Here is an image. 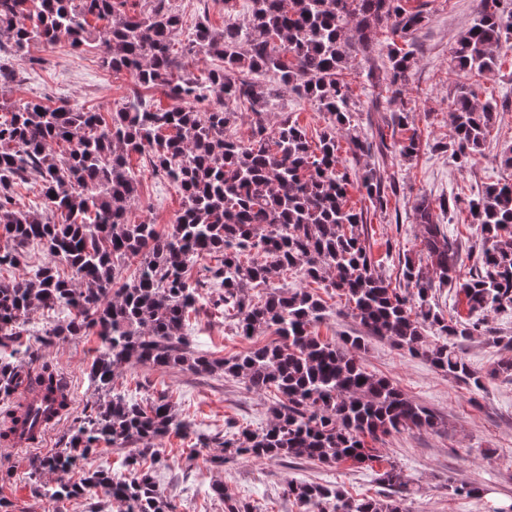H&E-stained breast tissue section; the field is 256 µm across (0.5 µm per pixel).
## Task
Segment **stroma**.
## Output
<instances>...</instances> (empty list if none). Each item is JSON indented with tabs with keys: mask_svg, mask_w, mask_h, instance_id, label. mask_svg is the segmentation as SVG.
Wrapping results in <instances>:
<instances>
[{
	"mask_svg": "<svg viewBox=\"0 0 512 512\" xmlns=\"http://www.w3.org/2000/svg\"><path fill=\"white\" fill-rule=\"evenodd\" d=\"M414 2L421 5L429 21L415 35L418 64L403 103L389 100L383 47L386 31L378 32L372 59H350L347 71L355 91L357 133L391 134L392 114L403 109L409 114L410 126L420 136V151L413 158L387 156L381 161V169L394 176L401 188L387 214L367 216L366 246L379 273L395 286L403 282L404 257L422 265L427 262L420 250L419 229L411 218V201L416 195L437 198L458 192L467 196L484 185L512 177V172L499 164L502 149L512 145V52L505 55L495 73L481 80L480 100L498 103L485 149L471 164L458 167L436 145L448 142L452 136L448 91L456 76L451 71V51L473 21L474 2ZM173 4L183 17L177 34L179 42H186L203 18L215 31H223L222 0H173ZM24 56V61L17 64L21 80L0 87V100L12 103L67 99L107 114L121 108L136 88L133 77L126 72L102 68L96 49L76 52L64 41L53 47L34 43ZM285 115L298 119L313 136L328 124L325 113L287 90L271 99L264 109L265 122L270 126ZM131 166L139 180V198L131 207L132 219L166 230L182 207L180 192L153 171L147 157L132 156ZM447 230L457 250L456 267L461 275H468L475 268L479 239L463 213ZM202 296L205 303L191 320L198 351L228 357L271 341L272 335L267 331L249 339L237 336L232 320L212 304L215 291L203 289ZM511 339L512 309L492 312L486 317L484 331L461 341L458 350L473 370L483 374L500 359L504 344ZM97 346L98 340L93 336H80L47 348L37 341L31 344L39 359L53 362L66 378L74 392L73 409L78 413L99 398L86 374ZM360 357L368 372L388 378L408 398L438 417L434 429L408 428L377 443L381 458L396 464L413 490L408 502L411 512H492L512 500V373L486 381L479 391L387 341H371ZM114 387L139 398L166 392L178 416L193 420L196 431L208 436L225 434L231 421L253 429L264 427L272 419L271 409L276 402L273 394L255 392L241 379L163 372L137 363L117 370ZM67 429L64 422L54 425L35 451L0 448V471L12 476L10 485L0 492L24 512H54V502L32 494L29 461L34 453L45 454L60 447ZM163 444L171 454L168 468L158 471L157 482L173 499L177 512H224L223 504L209 495L215 482L223 483L233 497L248 502L253 512H302L283 493L289 480L329 483L355 496L376 498L383 491L375 470L349 463L325 467L304 460L237 459L218 466L211 462L216 448L201 449L189 458L185 451L191 447V440L172 435L164 438ZM463 482L482 488V495H456L455 486Z\"/></svg>",
	"mask_w": 512,
	"mask_h": 512,
	"instance_id": "35a3bbf8",
	"label": "stroma"
}]
</instances>
